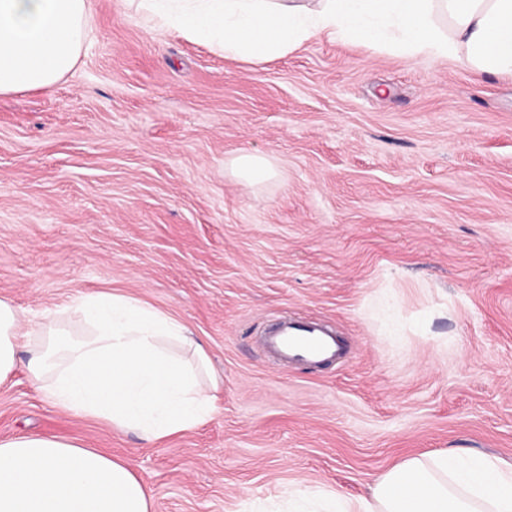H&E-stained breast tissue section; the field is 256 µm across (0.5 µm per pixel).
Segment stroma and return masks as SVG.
<instances>
[{"label":"stroma","instance_id":"stroma-1","mask_svg":"<svg viewBox=\"0 0 512 512\" xmlns=\"http://www.w3.org/2000/svg\"><path fill=\"white\" fill-rule=\"evenodd\" d=\"M54 87L0 96V300L31 318L115 291L170 314L218 381L158 445L0 385V438L126 461L152 512L346 498L448 448L512 464V79L318 37L253 67L92 0ZM266 156L276 179L231 170ZM280 316L341 363L272 364Z\"/></svg>","mask_w":512,"mask_h":512}]
</instances>
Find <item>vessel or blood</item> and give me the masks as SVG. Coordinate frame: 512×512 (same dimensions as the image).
<instances>
[{
  "instance_id": "obj_1",
  "label": "vessel or blood",
  "mask_w": 512,
  "mask_h": 512,
  "mask_svg": "<svg viewBox=\"0 0 512 512\" xmlns=\"http://www.w3.org/2000/svg\"><path fill=\"white\" fill-rule=\"evenodd\" d=\"M264 350L281 362L319 365L341 357V346L333 331L280 319L264 335Z\"/></svg>"
}]
</instances>
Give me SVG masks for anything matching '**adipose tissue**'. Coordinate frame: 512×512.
Listing matches in <instances>:
<instances>
[{
    "mask_svg": "<svg viewBox=\"0 0 512 512\" xmlns=\"http://www.w3.org/2000/svg\"><path fill=\"white\" fill-rule=\"evenodd\" d=\"M127 2L155 26L253 65L326 35L512 78V0ZM91 25L90 0H0V95L51 89L76 65ZM21 364L56 409L150 444L203 425L214 409L201 342L124 294H88L37 322L0 300V383ZM287 497L288 512H512V466L449 449L404 459L363 497L299 488ZM0 512H152V497L123 461L16 435L0 439Z\"/></svg>",
    "mask_w": 512,
    "mask_h": 512,
    "instance_id": "obj_1",
    "label": "adipose tissue"
}]
</instances>
